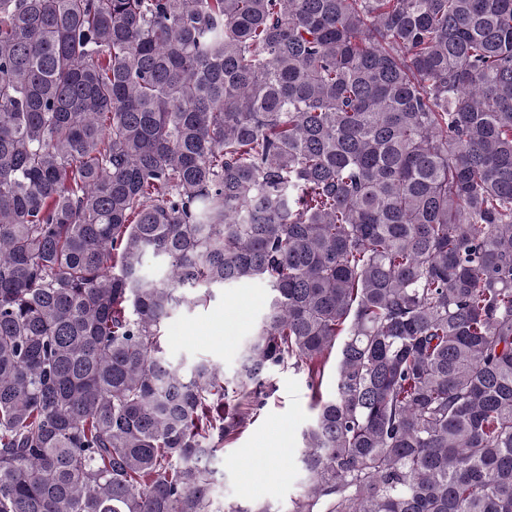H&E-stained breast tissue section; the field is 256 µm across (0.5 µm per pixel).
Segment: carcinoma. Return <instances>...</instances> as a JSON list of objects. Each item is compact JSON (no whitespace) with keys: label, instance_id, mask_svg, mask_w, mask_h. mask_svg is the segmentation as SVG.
I'll use <instances>...</instances> for the list:
<instances>
[{"label":"carcinoma","instance_id":"cac0c4a2","mask_svg":"<svg viewBox=\"0 0 512 512\" xmlns=\"http://www.w3.org/2000/svg\"><path fill=\"white\" fill-rule=\"evenodd\" d=\"M332 356L289 512H512V0H0V512H270L216 453ZM212 291L205 306L180 310L172 317L164 348L168 360L183 370L205 358L231 378L248 336L266 312L270 290L264 282L243 280Z\"/></svg>","mask_w":512,"mask_h":512}]
</instances>
